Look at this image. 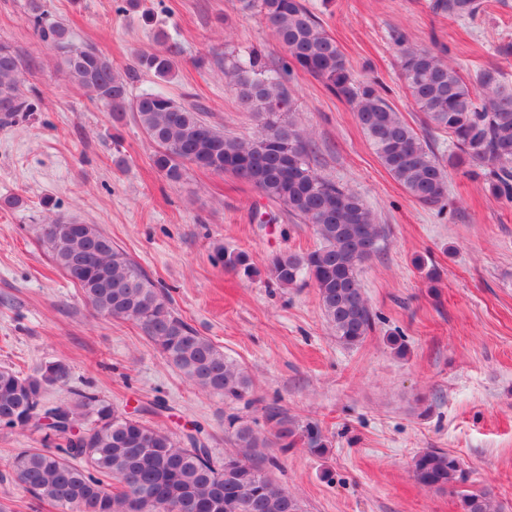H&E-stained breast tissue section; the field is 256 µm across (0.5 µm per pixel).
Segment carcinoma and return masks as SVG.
Masks as SVG:
<instances>
[{
	"label": "carcinoma",
	"mask_w": 512,
	"mask_h": 512,
	"mask_svg": "<svg viewBox=\"0 0 512 512\" xmlns=\"http://www.w3.org/2000/svg\"><path fill=\"white\" fill-rule=\"evenodd\" d=\"M241 9L265 21L287 59L276 70L251 53L233 59L224 76L239 98L257 112V135L244 141L229 136L205 118L196 104H185L162 92L130 96L139 69L165 79L174 69L177 46L143 54L139 68L121 74L94 46L76 45L60 22L47 21L43 0H29L39 37L53 44L68 77L118 118L133 112L157 146L154 168L171 182L181 181L188 167L230 174L252 185L263 197L283 205L289 214L314 226L319 244L305 252L271 254L267 277L281 288L310 282L316 288L323 317L336 341L353 347L374 325L364 297L363 264L382 252L386 228L367 203L351 189L336 185L315 170L313 143L286 114L293 111L284 76L298 68L345 100L370 140L381 165L419 204L448 206L445 165L426 139L418 135L369 80L353 77L347 60L305 0H239ZM435 14L472 19L479 0H431ZM401 76L426 125L448 133L458 165L477 170L491 194L512 201V84L495 68L465 81L457 68L438 54L395 38ZM23 58L0 44V125H10L35 111L23 87ZM53 229L40 228V240L53 262L82 292L93 310L106 318L138 323L151 343L194 385L224 399L239 401L252 387L250 375L211 339L201 335L172 308L170 297L127 253L94 224L57 218ZM224 269L251 278L259 273L250 254L220 247ZM70 368L63 361L44 364L31 375L0 368V425L23 432H45L49 448H23L10 462L16 481L34 499L55 503L66 512H171L185 503L196 512H304L301 502L272 476L282 453L300 444L323 456L329 441L319 425L300 423L277 406L266 408L270 434L240 416L225 420L232 448L217 456L193 440H176L165 429L121 412L94 394L79 393L71 404L44 408L43 394L62 386ZM63 412L78 435L60 433L53 424L28 425L34 411ZM424 488L444 491L464 485L460 458L442 449L417 452L410 466ZM144 485L150 496H133L131 483ZM460 512H496L488 492L461 490Z\"/></svg>",
	"instance_id": "carcinoma-1"
}]
</instances>
